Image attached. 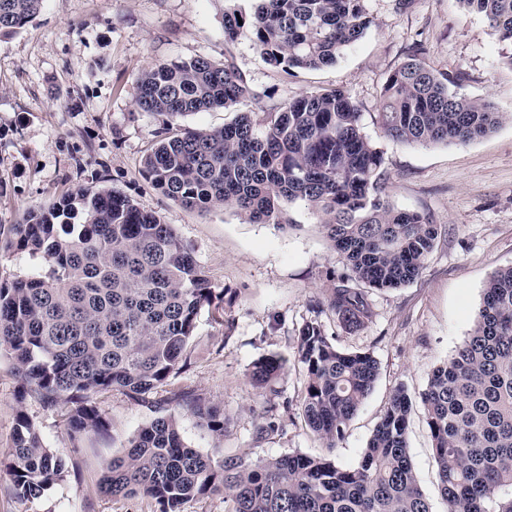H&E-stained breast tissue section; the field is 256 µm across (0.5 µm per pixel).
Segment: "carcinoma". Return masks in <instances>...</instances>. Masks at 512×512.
Listing matches in <instances>:
<instances>
[{
    "label": "carcinoma",
    "instance_id": "obj_1",
    "mask_svg": "<svg viewBox=\"0 0 512 512\" xmlns=\"http://www.w3.org/2000/svg\"><path fill=\"white\" fill-rule=\"evenodd\" d=\"M43 0H0V38L18 32ZM366 0H258L248 21L265 61L289 73L336 63L372 24ZM512 46V0H458ZM242 26L224 13V43ZM251 96L231 57L155 63L138 79L136 107L165 118L142 174L189 209L232 207L253 224L283 223L302 202L319 220L346 272L327 307L358 329L371 317L368 293L399 288L423 270L436 225L383 198V152L366 134L357 102L342 89L305 93L254 118L240 112L222 127L172 131L178 117L236 105ZM378 121L400 143H469L507 116L489 101L451 89L448 76L417 55L394 69L381 91ZM11 245L33 261L30 272L0 280V345L20 372V397L46 407L67 394L76 434H103L108 422L88 394L119 389L142 401L186 366L200 308L216 298L190 247L153 211L110 190L79 188L29 210ZM306 381L301 415L325 448H334L371 393L378 364L368 352L336 347L315 320L297 336ZM285 361L263 355L250 385L272 396ZM169 401L224 436V411L197 395ZM434 448L443 512H512V266L488 280L473 326L419 394ZM413 398L392 396L358 463L289 453L256 463L216 461L186 446L173 416L158 417L112 459L103 493H142L159 512L224 494L225 512H434L420 487L406 434ZM15 495L33 501L65 473L32 420L19 413L13 450L0 461Z\"/></svg>",
    "mask_w": 512,
    "mask_h": 512
}]
</instances>
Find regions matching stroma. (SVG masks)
I'll use <instances>...</instances> for the list:
<instances>
[{
    "label": "stroma",
    "mask_w": 512,
    "mask_h": 512,
    "mask_svg": "<svg viewBox=\"0 0 512 512\" xmlns=\"http://www.w3.org/2000/svg\"><path fill=\"white\" fill-rule=\"evenodd\" d=\"M257 0H43L39 14L18 33L0 38V241L28 209L45 206L81 187L111 190L157 212L193 250L218 296L196 317L187 366L169 388L189 392L224 410L226 430L216 438L197 418L173 404L154 408L114 389L90 396L109 423L107 436L72 439L68 397L47 407L20 396L22 381L7 348H0V458L13 446L18 413L33 421L67 472L42 498L19 499L0 471V512H158L151 498L112 497L100 480L113 457L138 430L161 415L174 416L185 444L221 460L258 462L288 453L325 455L355 465L397 388L425 389L432 370L469 333L483 288L512 265V67L486 21L465 13L458 0H367L373 20L365 36L336 64L287 76L270 66L249 29L224 41L225 8L251 16ZM449 74L456 90L488 100L508 118L468 144L430 147L387 138L375 121L388 75L411 52ZM232 56L252 96L227 109L197 112L177 123L220 127L240 112H269L298 96L332 88L359 104L366 133L383 152L389 175L386 199L426 214L439 227L421 274L406 286L369 293L372 317L344 329L330 310H316L344 271L316 217L297 202L286 228L250 224L229 207L189 210L163 196L141 172L159 141L161 117L138 111L140 73L154 63L198 56ZM318 321L340 348L366 351L378 362L374 388L337 447L322 448L300 414L305 374L298 363L301 326ZM275 353L287 367L278 382L280 429L255 430L265 398L246 372L259 356ZM419 484L442 512L433 448L421 406L407 425Z\"/></svg>",
    "instance_id": "obj_1"
}]
</instances>
